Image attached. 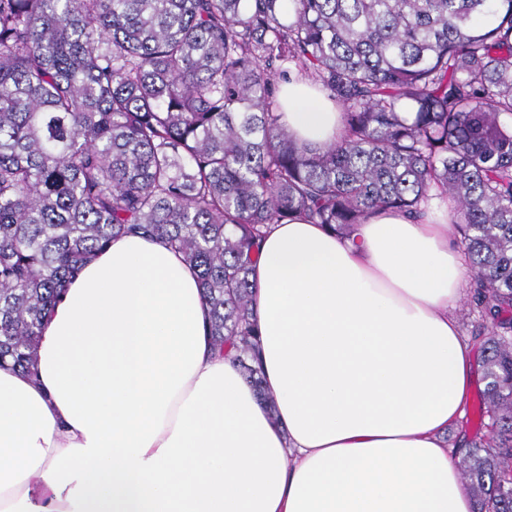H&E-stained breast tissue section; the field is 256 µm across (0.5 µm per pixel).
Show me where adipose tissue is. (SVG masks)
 <instances>
[{"instance_id": "obj_1", "label": "adipose tissue", "mask_w": 512, "mask_h": 512, "mask_svg": "<svg viewBox=\"0 0 512 512\" xmlns=\"http://www.w3.org/2000/svg\"><path fill=\"white\" fill-rule=\"evenodd\" d=\"M280 103L297 140L339 137L304 82ZM449 220L270 226L250 279L272 411L214 348L183 256L113 238L47 318L36 377L0 366V512H474L466 445L444 442L475 377Z\"/></svg>"}]
</instances>
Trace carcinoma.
<instances>
[{
	"label": "carcinoma",
	"instance_id": "cac0c4a2",
	"mask_svg": "<svg viewBox=\"0 0 512 512\" xmlns=\"http://www.w3.org/2000/svg\"><path fill=\"white\" fill-rule=\"evenodd\" d=\"M294 72L340 106L337 142L288 132ZM508 118L512 0H0V363L32 375L63 285L143 235L196 270L213 345L272 409L249 280L265 231L349 237L434 191L490 324L463 475L476 512H512Z\"/></svg>",
	"mask_w": 512,
	"mask_h": 512
}]
</instances>
